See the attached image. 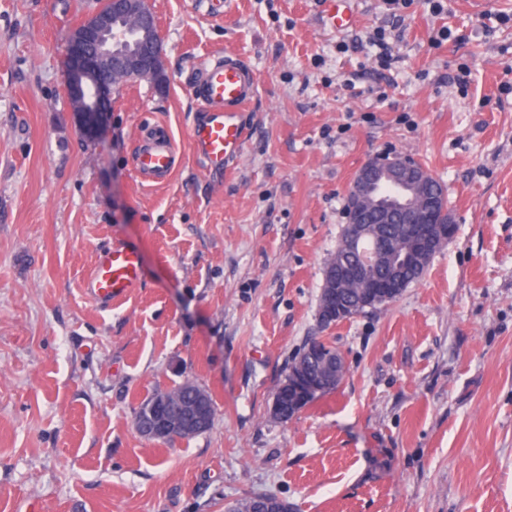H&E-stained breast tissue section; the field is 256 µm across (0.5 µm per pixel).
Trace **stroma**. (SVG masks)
<instances>
[{"label":"stroma","mask_w":512,"mask_h":512,"mask_svg":"<svg viewBox=\"0 0 512 512\" xmlns=\"http://www.w3.org/2000/svg\"><path fill=\"white\" fill-rule=\"evenodd\" d=\"M440 2L349 0L339 32L325 0H149L164 79L122 86L91 129L65 45L97 0H0V512H225L259 494L294 512H512V0ZM224 55L258 93L216 176L189 83ZM157 123L177 167L143 186L132 156ZM382 152L441 183L455 240L396 300L325 329L345 186ZM113 243L137 249L141 285L104 307L83 282ZM313 338L348 371L276 420ZM187 380L211 427L144 439L140 404Z\"/></svg>","instance_id":"35a3bbf8"}]
</instances>
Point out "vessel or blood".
<instances>
[{
  "label": "vessel or blood",
  "instance_id": "obj_1",
  "mask_svg": "<svg viewBox=\"0 0 512 512\" xmlns=\"http://www.w3.org/2000/svg\"><path fill=\"white\" fill-rule=\"evenodd\" d=\"M257 93L254 74L241 60L224 56L204 61L200 68L196 99L201 120L191 128L192 144L210 169L228 167L240 158L247 140L242 114ZM177 150L167 126L150 128L139 143L134 170L140 183L159 182L176 167ZM140 281L136 250L111 246L102 250L95 271L86 281V294L95 302L120 300Z\"/></svg>",
  "mask_w": 512,
  "mask_h": 512
}]
</instances>
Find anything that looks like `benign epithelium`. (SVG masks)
<instances>
[{"label":"benign epithelium","mask_w":512,"mask_h":512,"mask_svg":"<svg viewBox=\"0 0 512 512\" xmlns=\"http://www.w3.org/2000/svg\"><path fill=\"white\" fill-rule=\"evenodd\" d=\"M132 0H105L89 18L72 29L66 47L67 92L75 110L93 122L97 115L109 111L111 86L101 76L100 66L112 60L106 37L113 25L131 17L139 27L156 23L155 16L136 12ZM160 43L141 51H132L120 58L124 69L144 73L155 70L162 62ZM430 179L428 170L412 158L379 153L368 157L346 187V226L348 240L359 243L368 234L369 225L379 224L393 212L406 214L413 225V234L420 242L429 241L426 225L435 223L437 213H447L440 196L427 197L423 186ZM296 391L304 396L317 394L323 384L310 377L295 378ZM193 420L173 418L147 429L148 440H175Z\"/></svg>","instance_id":"1"}]
</instances>
